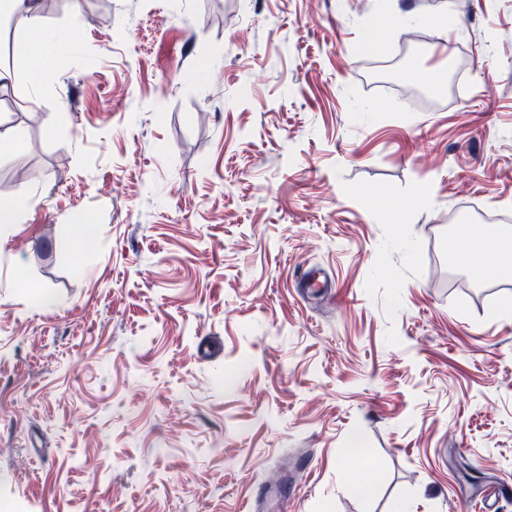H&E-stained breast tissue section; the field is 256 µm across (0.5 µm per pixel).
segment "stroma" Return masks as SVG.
I'll return each instance as SVG.
<instances>
[{"label":"stroma","instance_id":"stroma-1","mask_svg":"<svg viewBox=\"0 0 512 512\" xmlns=\"http://www.w3.org/2000/svg\"><path fill=\"white\" fill-rule=\"evenodd\" d=\"M37 15L64 72L0 22V512H512V278L449 262L512 216V0Z\"/></svg>","mask_w":512,"mask_h":512}]
</instances>
